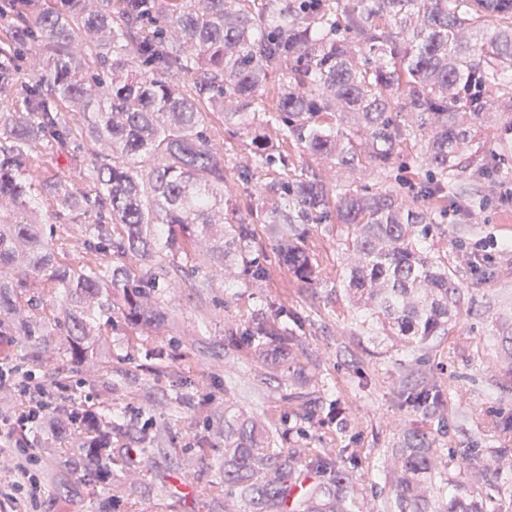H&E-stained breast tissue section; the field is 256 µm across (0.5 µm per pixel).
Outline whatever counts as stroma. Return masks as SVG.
Instances as JSON below:
<instances>
[{
  "label": "stroma",
  "instance_id": "obj_1",
  "mask_svg": "<svg viewBox=\"0 0 512 512\" xmlns=\"http://www.w3.org/2000/svg\"><path fill=\"white\" fill-rule=\"evenodd\" d=\"M461 191L449 200L448 216L431 242L448 256V269L460 297L448 332L426 347H404L396 337L363 328L360 312L345 290L341 243L336 225L309 224L304 243L314 257L317 279L298 283L277 268L259 285L230 288L219 264L202 267L194 282L184 281L168 258L158 264L173 286L160 301L177 330L170 336H112V357L95 367L76 369L61 349L42 352L36 367L47 382L68 384L70 394L99 409L112 427V445L144 449L148 463L139 471L145 489L138 512H192L163 485L161 475L182 467L188 483L206 489L224 477V437L211 429L225 411L261 420L276 440L311 448L322 456L339 448L357 449L354 471L358 493L374 512H388L379 495L388 464L400 447L405 425L434 439L444 451L449 475L459 472V453L469 448L500 460L502 473L467 482L472 495L491 501L495 512H512V438L496 429L512 420V170L474 182L458 178ZM484 207L468 215L465 200ZM481 254L490 266L484 279L471 273L470 258ZM287 305L302 320L287 357L271 366L249 353L230 349L228 329H243L254 297ZM162 351V361L150 352ZM422 358V370L443 384L444 404L436 414L399 407L398 379L410 357ZM312 396L314 419L296 432L294 419L282 416L280 386ZM339 401L345 425L329 411ZM150 409L153 425L165 429L167 442L154 447L137 417Z\"/></svg>",
  "mask_w": 512,
  "mask_h": 512
}]
</instances>
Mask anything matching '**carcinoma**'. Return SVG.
<instances>
[{
    "label": "carcinoma",
    "instance_id": "obj_1",
    "mask_svg": "<svg viewBox=\"0 0 512 512\" xmlns=\"http://www.w3.org/2000/svg\"><path fill=\"white\" fill-rule=\"evenodd\" d=\"M27 55L41 69L22 79L16 65ZM274 74L281 88L268 107ZM1 91L21 105L0 125L4 356L56 342L84 368L114 332L165 335L157 301L171 283L154 258L187 261L200 238L216 237L210 259L228 285L257 284L269 276L257 224L270 226L279 266L304 284L315 265L298 225L343 229L346 284L364 303L363 323L422 346L445 331L459 295L448 259L418 246L448 214L428 201L448 202L461 175L489 176L465 149L495 112L505 117L501 155L512 153V0H13L0 13ZM209 114L243 139L239 177L266 178L262 201L230 217ZM85 136L100 146L87 191L49 170L44 153L72 157ZM290 139L351 174L415 167L424 180L411 192L335 189L290 161ZM417 139L424 149L405 154ZM90 212L78 238L84 261L73 266L71 241L43 216L75 223ZM290 322L301 327L287 306L266 303L228 336L272 361L285 353ZM397 399L423 413L443 404L438 380L416 367L399 379ZM101 422L92 407L60 405L30 434L65 442L78 429L79 451L55 466L56 493L71 498L72 484L88 480L100 489L99 512H112V437L90 447ZM260 428L251 417L224 420V480L200 496L208 512H364L357 449L311 458L265 447ZM461 464L476 478L499 472L497 460L466 450ZM441 466L434 440L403 429L388 471L397 512H491L460 482L444 493ZM313 469L319 478L292 495Z\"/></svg>",
    "mask_w": 512,
    "mask_h": 512
}]
</instances>
